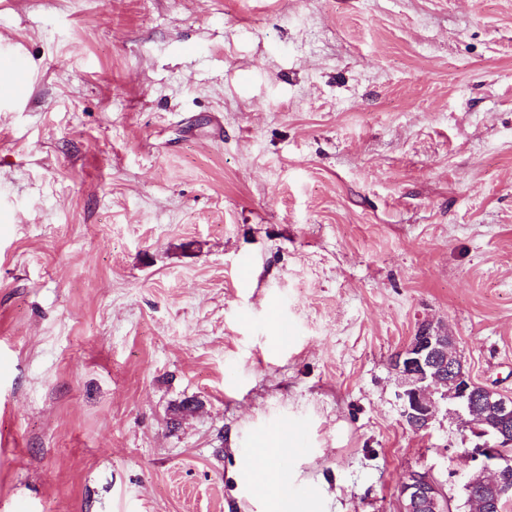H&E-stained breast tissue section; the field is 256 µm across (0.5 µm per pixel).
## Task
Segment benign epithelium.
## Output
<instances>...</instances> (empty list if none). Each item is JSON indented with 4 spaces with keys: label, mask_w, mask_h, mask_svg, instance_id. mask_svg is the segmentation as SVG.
Instances as JSON below:
<instances>
[{
    "label": "benign epithelium",
    "mask_w": 512,
    "mask_h": 512,
    "mask_svg": "<svg viewBox=\"0 0 512 512\" xmlns=\"http://www.w3.org/2000/svg\"><path fill=\"white\" fill-rule=\"evenodd\" d=\"M402 420L415 432L431 428L439 408L434 398L455 405L456 414L468 417L474 444L463 449L473 469L466 485L481 490L488 512H501L512 484L503 476L507 448L512 446V396L476 382L456 346V339L442 324L427 321L392 359ZM400 512H447V500L436 480L415 471L399 488Z\"/></svg>",
    "instance_id": "benign-epithelium-1"
}]
</instances>
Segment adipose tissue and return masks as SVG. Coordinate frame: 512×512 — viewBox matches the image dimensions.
Returning a JSON list of instances; mask_svg holds the SVG:
<instances>
[{
    "label": "adipose tissue",
    "mask_w": 512,
    "mask_h": 512,
    "mask_svg": "<svg viewBox=\"0 0 512 512\" xmlns=\"http://www.w3.org/2000/svg\"><path fill=\"white\" fill-rule=\"evenodd\" d=\"M288 453V431L283 428L271 441L262 442L250 470L251 477L260 478V489L270 498L272 512H300L289 490L288 471L281 466Z\"/></svg>",
    "instance_id": "adipose-tissue-1"
}]
</instances>
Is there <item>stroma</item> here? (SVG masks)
Wrapping results in <instances>:
<instances>
[{
	"mask_svg": "<svg viewBox=\"0 0 512 512\" xmlns=\"http://www.w3.org/2000/svg\"><path fill=\"white\" fill-rule=\"evenodd\" d=\"M0 512H468L400 417L446 323L512 394V0H0ZM195 398L199 407L178 412ZM288 431L280 429L273 439L262 444L256 451V459L250 470V479L262 476L261 492L266 494L273 505L272 512H302L295 497L289 490L288 470L281 467L280 461L288 458ZM401 512H449L447 500L428 472H412L399 488Z\"/></svg>",
	"mask_w": 512,
	"mask_h": 512,
	"instance_id": "35a3bbf8",
	"label": "stroma"
}]
</instances>
